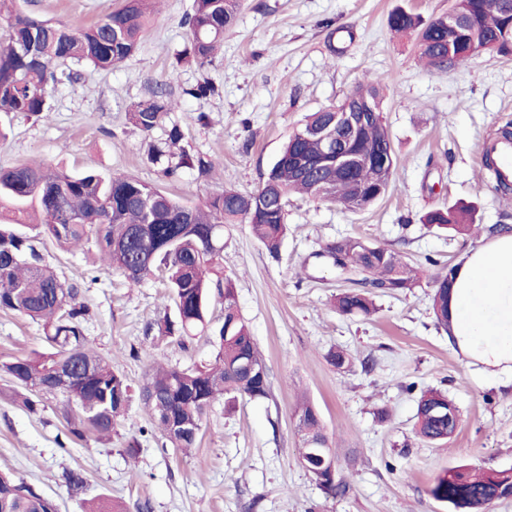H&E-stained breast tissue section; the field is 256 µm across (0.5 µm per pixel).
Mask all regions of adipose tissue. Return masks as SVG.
<instances>
[{"instance_id":"1","label":"adipose tissue","mask_w":512,"mask_h":512,"mask_svg":"<svg viewBox=\"0 0 512 512\" xmlns=\"http://www.w3.org/2000/svg\"><path fill=\"white\" fill-rule=\"evenodd\" d=\"M449 329L487 379L512 377V233L468 250L457 265Z\"/></svg>"}]
</instances>
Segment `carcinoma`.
Returning a JSON list of instances; mask_svg holds the SVG:
<instances>
[{"label": "carcinoma", "mask_w": 512, "mask_h": 512, "mask_svg": "<svg viewBox=\"0 0 512 512\" xmlns=\"http://www.w3.org/2000/svg\"><path fill=\"white\" fill-rule=\"evenodd\" d=\"M246 0H194L185 24L187 46L176 54V65H212ZM152 0H120L94 25L74 30L30 16L20 0H0V21L6 25L0 42V114L38 117L49 111L48 82L73 80L65 70L50 71L55 62L86 63L110 69L135 55L150 19ZM454 10L464 25L450 30L444 20L424 22L419 16L399 9L388 18L396 33H414L421 57L439 71L460 67L473 57V45L498 38L490 52L512 54V17L503 14L500 0H456ZM452 47V62L444 61ZM381 80L368 79L339 103L307 116L302 127L288 137L275 162L262 174L251 192L226 188L207 195L197 204L182 203L157 187L124 173L101 175L87 171L70 175L41 161L17 166H0V309L12 311L40 323L57 350L48 355L17 357L0 364V371L13 383L29 391H45L44 380L58 368L80 366L83 376L59 386L64 398V435L70 440L99 439L112 434L131 401V383L122 372L97 354L85 335L89 309L78 301L79 289L66 288L35 248V237L23 230L25 221L40 215L34 225L38 235L56 243L78 244L94 232L95 243L107 266L125 275L129 282L161 274L167 292L162 304L173 302L175 317L157 323L161 336H189L208 329L210 288L224 299V322L216 333L218 351L208 365L179 370L156 364L147 373L140 396L153 425L174 448L194 447L210 408L221 398L270 395L268 367L253 336L238 313L230 280L220 267L224 249V226L247 224L253 235L273 257L278 256L286 234L287 207L295 194L316 197L314 182L297 175L293 165L298 156L318 153L317 141L303 131L327 124L336 110L368 100L375 119L364 130L355 149L372 159L358 172L360 190L349 182L333 184L325 201L349 211H362L383 198L393 183L398 158L383 120ZM193 98L219 94L210 79L183 89ZM176 102L170 86L156 85L150 97L134 104L129 120L149 135L162 126ZM165 138L150 147L151 163L162 166L167 177L178 169H194L209 175L217 162L183 145L184 134L173 122ZM475 206L454 205L428 211L423 223L456 232L476 227ZM136 238L130 237V232ZM341 257L346 271L362 276L365 287L336 296V311L342 315H369L374 311L375 288L383 293H402L420 279L421 271L405 262L396 251L381 245L345 238L326 247ZM456 267L450 266L433 278L432 309L437 325L448 328V295ZM298 431L302 436L303 468L328 496L342 497L350 485L337 471L322 463L334 458L321 416L306 398L298 406ZM460 421L459 410L438 390L422 392L416 435L424 444L439 445L451 439ZM428 495L448 504L453 512H489L490 506L512 498V469L493 470L457 465L441 471L427 490ZM0 512H56L55 504L32 486L9 473H0Z\"/></svg>", "instance_id": "cac0c4a2"}]
</instances>
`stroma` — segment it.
<instances>
[{"label": "stroma", "mask_w": 512, "mask_h": 512, "mask_svg": "<svg viewBox=\"0 0 512 512\" xmlns=\"http://www.w3.org/2000/svg\"><path fill=\"white\" fill-rule=\"evenodd\" d=\"M156 2L132 58L109 71L72 65L73 81L50 89L45 117L0 118V166L40 160L72 174L119 172L190 204L227 187L251 191L308 113L379 76L387 83L384 123L399 159L395 182L360 212L292 196L275 257L248 225L225 226L221 265L268 366V398L216 403L188 452L167 447L137 396L110 439L62 447L59 397L31 393L35 406L27 408L0 373V471L53 499L58 512H84L103 499L122 501L127 512H448L427 494L443 469L462 462L512 468V382L487 380L437 327L431 280L399 294L376 293L370 316L339 314L336 296L354 283L322 251L352 237L437 272L489 238L490 226L512 228V191H497L480 153L483 141L512 123V56L483 53L439 71L419 59L414 36L388 27L395 8L428 21L447 15L455 0H247L213 66L179 67L174 55L187 41L193 0ZM117 3L21 0V7L80 30ZM343 24L354 39L336 54L333 31ZM171 72L180 99L168 119L194 151L220 160L212 175L183 170L164 177L147 159L163 129L147 135L128 119L131 106ZM206 77L219 95H183ZM201 112L209 125L198 124ZM459 202L476 206L477 234L421 223L426 211ZM36 246L64 287L79 288L90 311L87 336L133 387L154 363L186 369L214 358L210 334L158 335L157 320L176 312L161 305V278L128 285L91 241L68 249L42 237ZM50 349L42 326L0 311V363ZM337 349L352 356L350 368L329 363L328 352ZM429 388L447 392L460 412L455 436L433 447L415 435L417 403ZM302 394L336 448L350 485L346 496H327L299 461L295 408ZM379 408L387 409L386 420L377 418ZM132 441L139 446L133 459L125 453ZM68 470L83 474L81 490L65 484Z\"/></svg>", "instance_id": "35a3bbf8"}]
</instances>
